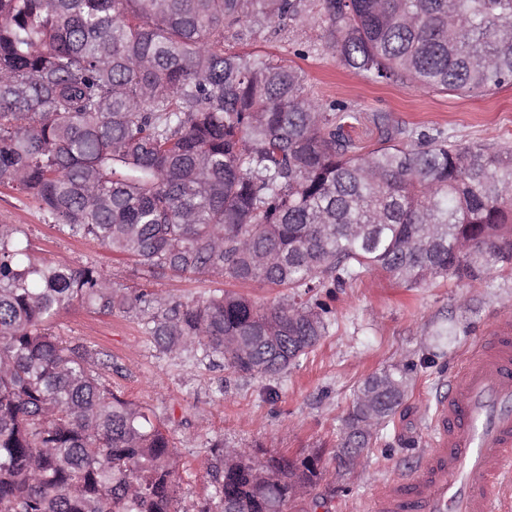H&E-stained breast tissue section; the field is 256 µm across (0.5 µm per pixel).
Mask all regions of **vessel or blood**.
Returning a JSON list of instances; mask_svg holds the SVG:
<instances>
[{
  "instance_id": "obj_1",
  "label": "vessel or blood",
  "mask_w": 512,
  "mask_h": 512,
  "mask_svg": "<svg viewBox=\"0 0 512 512\" xmlns=\"http://www.w3.org/2000/svg\"><path fill=\"white\" fill-rule=\"evenodd\" d=\"M512 488V319L499 318L448 382L429 447L405 479L384 482L373 512H498Z\"/></svg>"
}]
</instances>
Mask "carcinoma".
I'll return each instance as SVG.
<instances>
[{
    "mask_svg": "<svg viewBox=\"0 0 512 512\" xmlns=\"http://www.w3.org/2000/svg\"><path fill=\"white\" fill-rule=\"evenodd\" d=\"M316 6L322 48L373 83L462 96L512 86V0H0V187L130 260L146 282L210 275L286 291L178 300L94 265L37 260L0 224V512H177L164 424L112 390L104 353L55 336L75 302L138 319L154 347L279 376L329 334L323 290L378 271L407 288L512 271V149L374 115L305 73L228 54ZM386 369L370 448L409 387ZM198 512H276L321 456L211 445Z\"/></svg>",
    "mask_w": 512,
    "mask_h": 512,
    "instance_id": "1",
    "label": "carcinoma"
}]
</instances>
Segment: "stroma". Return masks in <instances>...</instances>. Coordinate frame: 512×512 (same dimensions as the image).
Segmentation results:
<instances>
[{
	"mask_svg": "<svg viewBox=\"0 0 512 512\" xmlns=\"http://www.w3.org/2000/svg\"><path fill=\"white\" fill-rule=\"evenodd\" d=\"M320 41V28L303 17L255 39L226 37L224 50L301 67L313 97L356 106L361 118L350 135L360 145L375 144L372 115L382 111L402 123L445 129L462 141L512 147V86L472 97L423 92L370 83L320 48L305 57L292 53L293 44L319 46ZM0 224L22 225L35 256L102 267L120 288L131 289L141 281L133 264L95 241L59 231L35 201L1 187ZM223 287L217 277L163 278L154 285L157 293L182 300L204 299ZM327 303L333 320L329 336L278 377L242 376L168 358L156 351L136 318L93 313L77 303L59 314L54 331L111 354L106 376L113 389L164 422L183 463L179 512H197L207 496L203 461L215 442L288 455L318 452L326 472L335 471L334 450L363 381L381 370L416 362L408 393L366 453L363 469L324 480L319 487L328 497L329 512H368L376 485L409 476L428 448L431 418L449 375L457 372L496 318L512 314V275L493 274L479 284L450 279L409 290L372 271L357 283L332 289ZM442 324L456 327L455 340L429 367L419 366V358L431 350L432 330Z\"/></svg>",
	"mask_w": 512,
	"mask_h": 512,
	"instance_id": "1",
	"label": "stroma"
}]
</instances>
